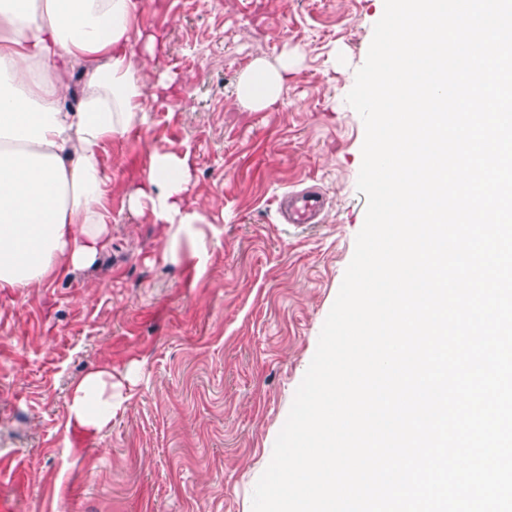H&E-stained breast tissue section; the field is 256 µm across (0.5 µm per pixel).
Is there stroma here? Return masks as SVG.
<instances>
[{"label": "stroma", "mask_w": 512, "mask_h": 512, "mask_svg": "<svg viewBox=\"0 0 512 512\" xmlns=\"http://www.w3.org/2000/svg\"><path fill=\"white\" fill-rule=\"evenodd\" d=\"M141 2L170 84L109 149L112 245L0 294V461L26 470L19 512H252L365 219L364 124L346 96L384 0ZM283 56L279 99L241 108V73ZM185 149L207 216L199 280L164 264L159 225L124 195L150 152ZM310 183L328 199L320 223H281L278 197ZM104 360L127 400L70 452L69 387Z\"/></svg>", "instance_id": "stroma-1"}]
</instances>
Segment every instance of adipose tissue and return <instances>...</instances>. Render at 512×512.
Segmentation results:
<instances>
[{
    "mask_svg": "<svg viewBox=\"0 0 512 512\" xmlns=\"http://www.w3.org/2000/svg\"><path fill=\"white\" fill-rule=\"evenodd\" d=\"M137 0H0V292L16 294L94 266L110 241L106 145L147 120L155 34L136 26ZM80 73L76 106L70 78ZM287 62L254 61L236 102L260 111L279 97ZM190 151H154L129 206L162 227V258L206 268ZM126 400L104 362L75 382L67 427L100 435Z\"/></svg>",
    "mask_w": 512,
    "mask_h": 512,
    "instance_id": "obj_1",
    "label": "adipose tissue"
}]
</instances>
